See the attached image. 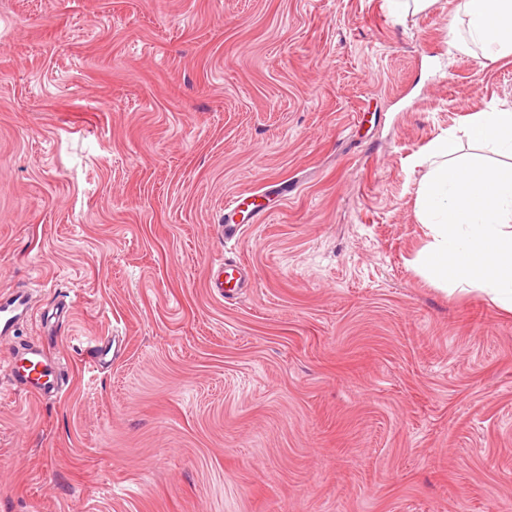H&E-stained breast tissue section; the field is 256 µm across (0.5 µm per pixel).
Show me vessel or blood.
Returning <instances> with one entry per match:
<instances>
[{
  "label": "vessel or blood",
  "mask_w": 512,
  "mask_h": 512,
  "mask_svg": "<svg viewBox=\"0 0 512 512\" xmlns=\"http://www.w3.org/2000/svg\"><path fill=\"white\" fill-rule=\"evenodd\" d=\"M245 204L246 198L242 195L226 202L224 222L216 227L219 236H233L239 233L241 226L236 223L235 217ZM32 312V298L26 290L16 289L0 293V335H14L17 326L26 322ZM85 351L91 362L97 365L112 361L119 353L111 338L102 336L89 337ZM0 373L7 374L16 389L40 400L55 397L62 391V379L58 368L55 363L49 361L43 346L40 345L27 346L21 353L1 363Z\"/></svg>",
  "instance_id": "obj_1"
}]
</instances>
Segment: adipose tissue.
<instances>
[{
  "label": "adipose tissue",
  "mask_w": 512,
  "mask_h": 512,
  "mask_svg": "<svg viewBox=\"0 0 512 512\" xmlns=\"http://www.w3.org/2000/svg\"><path fill=\"white\" fill-rule=\"evenodd\" d=\"M449 45L457 53L490 61L512 55V0H458ZM465 133L512 159V109L476 113Z\"/></svg>",
  "instance_id": "1"
}]
</instances>
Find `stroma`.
Returning a JSON list of instances; mask_svg holds the SVG:
<instances>
[{
  "label": "stroma",
  "mask_w": 512,
  "mask_h": 512,
  "mask_svg": "<svg viewBox=\"0 0 512 512\" xmlns=\"http://www.w3.org/2000/svg\"><path fill=\"white\" fill-rule=\"evenodd\" d=\"M455 7L0 0V361L68 380L0 376V512H512V313L414 264L430 143L512 106ZM252 196H235L230 201L226 202L224 205V224L216 225V232L220 237L224 236H235L240 232L241 225L237 224L235 221V216L238 212H244L251 205H256L254 203L247 204L246 201L248 198ZM247 206L246 210L242 208V206ZM248 277V273L245 267H241L238 270V277H230L228 280L224 281V262H218L211 265L208 270L207 276V288H211L213 293L217 296L227 298V295H230V291L232 289H224V288H239V283L243 280L245 281ZM232 280L234 284L232 287H225L224 284H230ZM226 294V295H225ZM32 312V298L26 290L16 289L0 293V335L14 336L17 326L26 322ZM114 339L102 336H90L85 348L90 361L97 365H103L112 361L118 354L120 349L117 345L113 348ZM12 385L21 392L44 400L62 391V379L55 363L49 361L43 346L29 345L21 353L0 364Z\"/></svg>",
  "instance_id": "1"
}]
</instances>
